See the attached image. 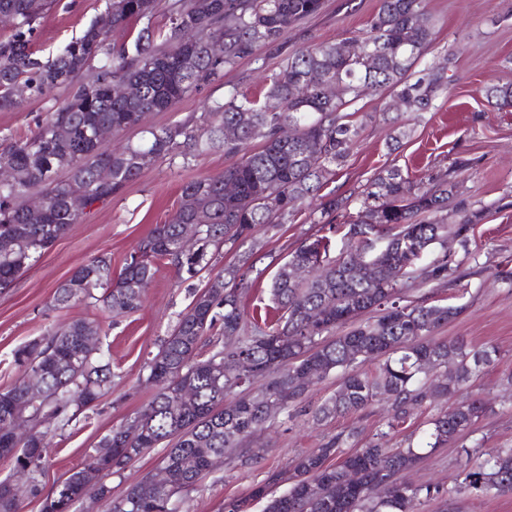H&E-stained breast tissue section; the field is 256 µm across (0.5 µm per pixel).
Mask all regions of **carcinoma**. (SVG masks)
Here are the masks:
<instances>
[{"instance_id":"1","label":"carcinoma","mask_w":512,"mask_h":512,"mask_svg":"<svg viewBox=\"0 0 512 512\" xmlns=\"http://www.w3.org/2000/svg\"><path fill=\"white\" fill-rule=\"evenodd\" d=\"M48 0H0V17L11 34L0 39V112L17 109L25 100H39L66 91L61 106L46 114L31 136L16 140L0 153V165L14 169L13 181L0 184V236L24 238L29 249L0 251V288L9 287L34 258L61 238L80 214L69 210L66 197L81 193L86 202H104L121 194L144 168L155 161L196 159L224 150L234 162L216 175L182 186L192 198L191 211L179 207L157 224L112 277V256L100 254L77 267L54 293V306L66 308L95 299L116 314H131L142 305L145 290L164 261L187 280L209 275L220 287H206L193 299L158 351L146 364L147 382L155 387L151 400L133 420L112 428L83 467L47 496L41 512H70L85 497L111 499L110 512H175L174 501L195 489L226 452L242 450L250 458L254 436L289 407L301 402L312 381L334 370L345 375L336 394L320 405L315 417L326 419L370 406L383 398L389 405L386 429L349 455H341L343 436L298 457L288 477V491L268 496L256 486L250 498L266 500L264 512H414L421 498L448 495L490 496L512 492V449L461 444L465 459L462 479L448 489L399 483L400 471L472 428L492 408L479 398H466L454 409L436 415L418 443L390 448L386 438L405 424L412 412L464 387L476 368L493 361L495 349L475 350L462 338L437 340L434 332L459 313L451 305L422 299L403 303L410 279L435 284L448 279L454 259L448 257V235L463 248L470 242L476 215L458 190V183L429 178L414 183L398 168L374 176L359 193L319 195L359 142L361 125L353 106L368 95L384 92L402 99L412 112H428L450 92L453 58L415 69L434 42L426 0H379L367 28L336 43H314L288 55L266 76L260 94L249 96L231 85L224 98L198 116L145 130L136 144L106 152L92 139L97 126L115 134L141 125L151 112H164L224 69L252 58L280 42L297 23L317 14L322 0H175L165 27L153 25L156 0H104V9L51 59L34 48L37 22ZM140 24L136 35L121 44L107 41L110 28ZM223 43L212 55L209 44ZM339 84L341 95L329 98L323 86ZM118 84L138 90L135 97L111 92ZM486 97L512 107V84L485 88ZM281 108L274 110L270 102ZM294 136L284 139L285 126ZM259 146H253L254 142ZM112 180L96 176L100 162ZM67 170L68 177L59 178ZM233 186L231 193L225 187ZM47 199L36 214L20 203L31 190ZM320 198L312 223L333 224L350 202H359L347 231V247L331 260L328 236H310L277 264L269 285L278 317L246 319L242 294L260 281L266 269L256 266L253 252L215 269L219 248L230 250L253 238L254 229L276 231L294 220L307 198ZM454 201L459 223L448 227L436 215ZM194 229L201 245L185 250L182 240ZM442 256L420 264L434 246ZM297 266L313 275L298 281ZM101 295H95V292ZM374 310L377 316L330 341L323 334ZM89 322L76 320L51 329L18 348L14 363L22 375L0 391V431L19 427L12 445L0 436V461L12 466V478L0 485V512H19L23 494L37 492L36 476L47 463L43 426L63 428L83 408L96 402L112 375L100 347L87 348L82 338ZM222 336L199 353L215 328ZM246 355L251 375L243 378L239 357ZM49 365L42 374L40 396L29 395L26 377L34 362ZM377 360L375 371L362 366ZM254 395L224 406L240 383ZM190 387L195 402L184 406L179 392ZM175 440L164 449L162 467L168 484L151 477L112 497V487L91 483L87 472L121 475L126 464L148 448ZM361 474L352 484L347 471Z\"/></svg>"}]
</instances>
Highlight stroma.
Returning a JSON list of instances; mask_svg holds the SVG:
<instances>
[{"label": "stroma", "mask_w": 512, "mask_h": 512, "mask_svg": "<svg viewBox=\"0 0 512 512\" xmlns=\"http://www.w3.org/2000/svg\"><path fill=\"white\" fill-rule=\"evenodd\" d=\"M379 0H324L321 12L289 30L280 47L264 48L258 59H244L225 70L222 77L185 96L164 112H153L147 125H168L200 114L208 102L222 99L224 88L234 85L254 94L261 89L265 69L310 42H335L365 30ZM104 0H55L40 19L37 44L42 55L55 54L103 9ZM436 20V40L424 63L454 55V93L438 99L432 111L402 116L408 134L398 148H390L392 128L376 118L386 96L362 100L371 113L359 143L347 162L338 167L324 193L346 194L363 188L369 179L397 167L411 179H427L453 171L455 160L466 159L470 168L461 190L470 208L478 212L468 247L449 242L456 271L437 285L409 282L406 300L420 296L461 307L462 312L435 333L436 339L464 337L474 348L493 347L494 362L480 367L467 386L470 395L492 406L471 435V442L487 448H512V108H498L480 93L490 84H512V0H426ZM54 92L39 101H27L12 112H0V148L26 138L48 112L64 100ZM223 152L189 161L161 162L144 169L122 194L87 207L77 224L15 279L0 288V389L19 377L13 362L16 349L40 338L47 330L83 319L100 324L102 346L111 354L112 384L94 406L84 410L69 426L52 431L48 464L38 478L39 496H25L22 512H40L42 498L52 492L72 470L93 454L109 430L123 424L150 400L154 389L145 382L144 364L157 351L205 279L183 280L168 266L161 267L149 286L141 308L116 315L102 302L87 300L64 309L55 308L56 287L74 268L100 252L112 255V270L120 272L128 254L151 229L163 223L180 205L183 182L222 172L229 165ZM309 207H302L294 223L278 233L258 230L257 243L285 257L309 235H329L331 256L344 247L342 233L311 223ZM334 371L310 386L301 403L280 414L259 432L254 447L260 458L224 457L196 489L185 495L178 512H224V505L249 495L253 485L273 473L288 470L293 459L322 447L336 436L347 435L341 446L348 454L360 448L386 420L383 403L322 421L310 412L333 396L341 383ZM461 471L456 443L438 449L402 472L416 485L447 486ZM415 512H512V492L489 497L461 496L417 503Z\"/></svg>", "instance_id": "obj_1"}]
</instances>
